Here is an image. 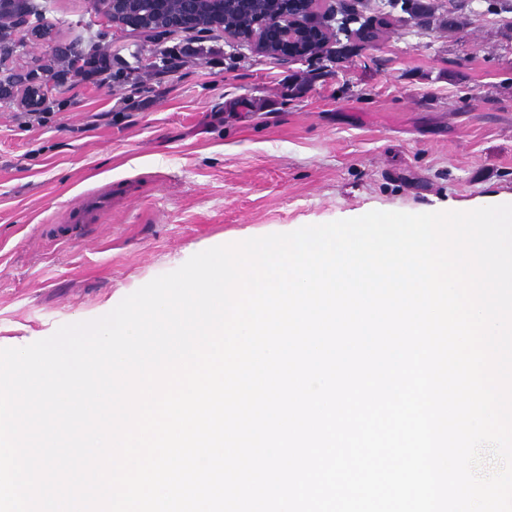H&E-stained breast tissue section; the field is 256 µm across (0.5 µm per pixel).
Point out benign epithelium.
Instances as JSON below:
<instances>
[{"label": "benign epithelium", "mask_w": 512, "mask_h": 512, "mask_svg": "<svg viewBox=\"0 0 512 512\" xmlns=\"http://www.w3.org/2000/svg\"><path fill=\"white\" fill-rule=\"evenodd\" d=\"M112 23L158 32L222 29L250 39L265 54L280 55L284 45L297 58L331 44L320 16V0H90Z\"/></svg>", "instance_id": "7a95c632"}]
</instances>
